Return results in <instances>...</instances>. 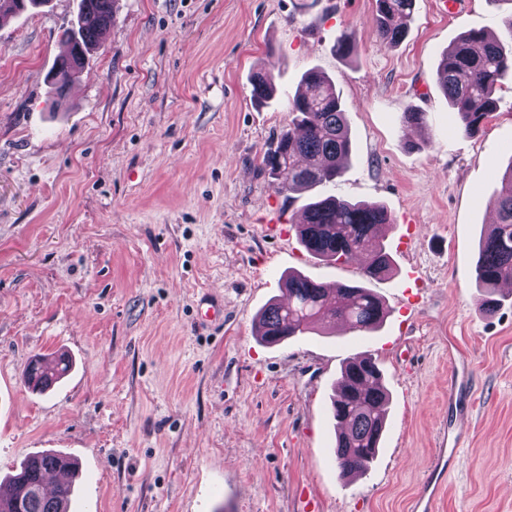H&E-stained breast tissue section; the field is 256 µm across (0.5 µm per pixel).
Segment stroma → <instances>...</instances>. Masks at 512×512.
Listing matches in <instances>:
<instances>
[{"mask_svg": "<svg viewBox=\"0 0 512 512\" xmlns=\"http://www.w3.org/2000/svg\"><path fill=\"white\" fill-rule=\"evenodd\" d=\"M78 0L0 24V481L51 450L82 464L71 512H411L444 429L467 441L439 512H512V294L484 312L478 241L512 162V82L465 135L437 83L462 33L506 39V0H416L405 38H372L375 0H115L65 99L47 77ZM354 34L350 57L335 53ZM342 96L352 161L331 194L383 203L393 271L324 263L296 225L308 194L261 166L309 69ZM275 78L257 105L250 78ZM424 113L409 139L404 112ZM368 288L380 329L254 334L282 277ZM223 315L206 318L207 300ZM70 372L40 393L29 362ZM373 356L389 391L377 459H334L333 386ZM476 400L448 408L449 356Z\"/></svg>", "mask_w": 512, "mask_h": 512, "instance_id": "35a3bbf8", "label": "stroma"}]
</instances>
